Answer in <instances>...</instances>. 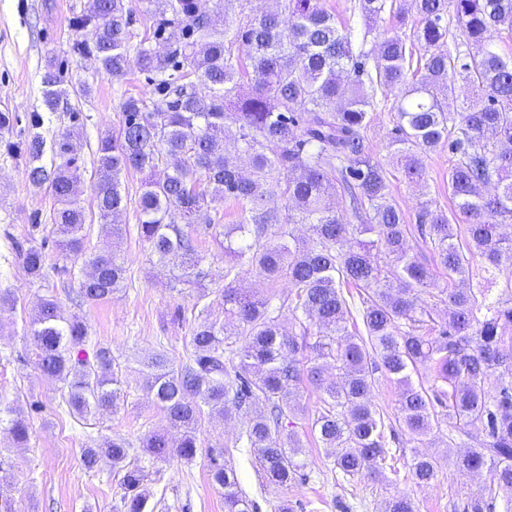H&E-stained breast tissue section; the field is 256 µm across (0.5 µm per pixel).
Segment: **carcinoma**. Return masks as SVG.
<instances>
[{"instance_id":"obj_1","label":"carcinoma","mask_w":512,"mask_h":512,"mask_svg":"<svg viewBox=\"0 0 512 512\" xmlns=\"http://www.w3.org/2000/svg\"><path fill=\"white\" fill-rule=\"evenodd\" d=\"M239 4L241 18L228 19L211 0H94L88 13L70 20L69 53L94 56L103 71L123 79L130 60L148 74L147 95L121 102L123 125L117 137L98 144L93 191L108 236L125 232L118 218L127 199L119 189L121 171L133 168L153 178L138 198L137 232L157 260L186 259L183 276L201 284L191 226L204 224L224 236L228 283L220 290L224 322L203 318L191 327L189 362L175 367L161 350L142 363L148 395L170 428L181 434L172 443L149 432L142 448L153 459L185 460L197 454L196 431L204 411L223 417L232 408L250 418L240 435L263 478L286 485L303 477L299 442L291 418L304 412L299 389L306 381L323 394L310 433L336 449L342 477L381 476L395 470L386 448L384 413L374 400V371L402 387L398 424L421 439L445 423L480 437L479 447L455 458L462 472L488 469L487 493L469 499L463 512H512V346L503 332L512 328V279L508 299L492 295L488 284L501 271L503 255L512 260V239L499 232L512 221V57L502 56L494 34L512 33V0H415L419 21L410 35H385L367 50L355 44L352 29L340 26L322 0H274L276 7L251 16L250 0ZM395 0H355L353 11L366 33L390 11L400 28L405 14ZM151 20L141 37L133 15ZM168 42L165 51L153 44ZM478 46L470 54L462 49ZM208 89L202 97L196 84ZM44 113L52 116L68 96L63 69L50 65L41 77ZM397 97L396 125L387 157L408 181L424 182L425 158L448 148V190L462 224L429 202L407 223L389 191L384 164L373 156L366 131L377 96ZM48 141L40 132L43 113L30 116L27 139L14 140L16 116L0 111V148L25 160L30 183L49 187L57 204L52 234L60 253L80 255L90 268L77 295L96 303L112 296L126 269L110 250L86 252V214L77 203L81 165L72 140L78 112ZM239 129V152L250 161L242 175L237 157L225 144L226 122ZM165 167L163 177L155 178ZM285 172L284 184L270 180ZM282 195L288 217L280 221L268 201ZM344 200L352 221L342 220L336 199ZM240 207L239 222L222 231L218 205ZM180 218L184 224L176 223ZM290 224H306L307 246H291ZM418 232L429 244L448 282V319L429 324L419 295L431 285L429 268L409 256L408 235ZM238 234L237 240L231 234ZM380 249L379 261L372 251ZM485 260L477 273L468 255ZM23 267L33 279L44 276L41 245L21 249ZM266 280H285L292 292L280 306L234 286L242 272ZM359 289L344 294V287ZM287 306L301 336L280 330L276 312ZM361 319L363 331L348 323ZM236 324L229 332L226 323ZM33 364L63 385L72 413L79 418L112 413L124 381L112 352L90 348L87 326L59 313L55 296L38 299L29 326ZM314 358L304 361L305 349ZM332 364L341 381L325 377ZM429 365L433 388L412 382L418 365ZM498 373L494 392L488 377ZM9 430L18 443L29 440L24 411L7 407ZM130 443L106 439L81 451L84 469L100 458L112 462L124 490L127 512H146L150 491L142 468L127 459ZM209 475L224 489V512H251L224 449L210 448ZM433 457L412 459L409 472L418 483L436 477ZM385 512H415L405 495L389 499Z\"/></svg>"}]
</instances>
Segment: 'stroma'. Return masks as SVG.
I'll return each instance as SVG.
<instances>
[{"label":"stroma","instance_id":"stroma-1","mask_svg":"<svg viewBox=\"0 0 512 512\" xmlns=\"http://www.w3.org/2000/svg\"><path fill=\"white\" fill-rule=\"evenodd\" d=\"M0 0V111L19 118L14 133L26 138L30 113L42 108L41 76L48 61L62 63L73 81L91 85L89 94H73L70 102L85 118L74 145L82 162V194L86 211H93L91 172L97 165L101 137L118 135L122 125L120 102L124 94H140L147 87L144 74L130 68L126 78L112 80L91 59L68 53L71 18L87 12L92 0ZM22 159L0 148V290L10 289L12 305L0 307V404L24 408L30 429L25 447H16L7 428H0V476L10 484L16 512H125L123 491L109 462L96 471H85L81 451L106 438H122L131 445L130 460L149 475L152 512H224V491L209 478L207 451L226 448L239 486L251 500L252 512H277L289 503L293 512H383L395 494L409 496L417 512H455L458 501L482 495L489 472L464 475L450 460L464 451L463 442L449 441V426H442L417 440L397 431L389 446L401 451L396 480L362 475L338 476L333 449L315 442L309 422L298 419L294 430L301 441L300 457L306 463L307 480L288 485L266 483L253 458L240 450L237 439L245 429L246 413L226 418L204 416L197 429L199 450L193 460L172 458L153 463L142 450L147 432L164 428L165 420L143 387L139 360L165 350L173 364L181 365L190 353L188 332L201 309L212 320L224 319L217 295L224 285L226 261L223 249L210 230L195 225L192 232L201 265L207 273L208 294L200 296L193 285L176 282L177 261L158 265L149 245L137 234L136 200L145 176L135 170L122 172L121 191L128 199L120 220L126 226L121 238H106L99 221L85 226V246L90 251L112 249L126 274L122 288L112 297L84 303L76 295L81 261L62 256L51 237L50 217L56 207L46 187L31 184ZM387 177L394 202L415 222L422 199L452 210L448 194V151L440 148L426 160L424 188L411 186L395 167ZM44 244L47 256L44 276L30 278L18 257V246ZM408 253L433 273V282L422 294L423 306L435 321L448 314L445 293L448 277L437 266L434 254L419 237L407 239ZM56 296L64 316H78L98 346L110 348L120 363L125 382L124 399L111 414L86 419L74 416L61 384L43 378L33 364L28 325L39 297ZM428 454L439 461L437 477L429 485L415 483L409 463L414 455Z\"/></svg>","mask_w":512,"mask_h":512}]
</instances>
